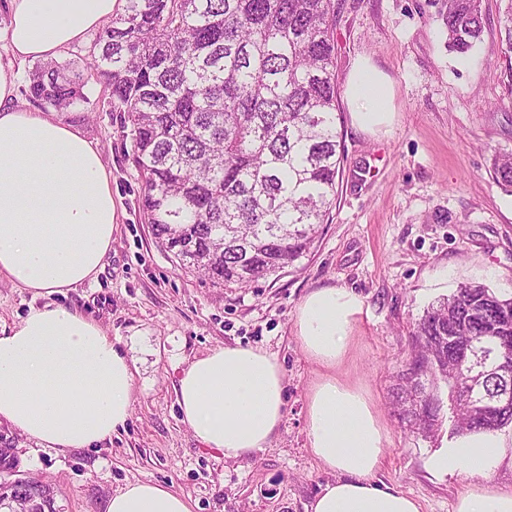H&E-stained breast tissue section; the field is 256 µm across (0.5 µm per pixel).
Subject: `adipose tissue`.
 Returning <instances> with one entry per match:
<instances>
[{
    "instance_id": "1",
    "label": "adipose tissue",
    "mask_w": 512,
    "mask_h": 512,
    "mask_svg": "<svg viewBox=\"0 0 512 512\" xmlns=\"http://www.w3.org/2000/svg\"><path fill=\"white\" fill-rule=\"evenodd\" d=\"M122 0H0L7 42L0 48V276L45 298L0 328V420L44 448H89L111 439L132 413L134 372L125 353L79 309L49 303L96 280L112 248V174L80 124L20 100L18 66L51 61L119 12ZM367 130L390 120L383 81L361 67L348 85ZM361 301L321 288L300 304L297 339L321 372L306 401L310 450L335 482L312 512H420L411 496L378 485L388 433L369 393L337 369L353 343ZM182 421L225 458L272 443L285 412L284 372L260 348L227 345L195 359L179 381ZM512 461L500 433L455 437L436 459L451 474L483 475ZM107 512H192L190 501L150 481L127 484ZM456 512H512V490L492 484L463 493Z\"/></svg>"
}]
</instances>
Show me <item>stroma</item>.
Listing matches in <instances>:
<instances>
[{"mask_svg":"<svg viewBox=\"0 0 512 512\" xmlns=\"http://www.w3.org/2000/svg\"><path fill=\"white\" fill-rule=\"evenodd\" d=\"M337 127L345 161L339 195L312 254L249 288L212 284L176 266L140 209L141 179L118 113L88 80L82 128L112 172L116 228L98 279L53 295L101 324L134 362V403L124 430L93 448H44L8 423L19 469L50 484L57 512H107L127 483L151 481L189 497L193 512H312L335 473L314 458L305 428L319 368L296 337L295 316L317 288L362 301L340 372L371 393L388 431L377 480L415 498L420 512H455L473 483L436 470L447 433L405 431L392 390L415 321L464 283L512 292V194L492 182L491 159L512 152V48L500 0H483V40L465 59L449 53L442 0H338ZM369 62L390 86L389 124L357 127L351 72ZM43 298L0 277V322L13 325ZM275 353L286 415L269 448L239 459L203 446L181 421L179 379L224 345Z\"/></svg>","mask_w":512,"mask_h":512,"instance_id":"stroma-1","label":"stroma"}]
</instances>
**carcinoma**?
<instances>
[{
	"label": "carcinoma",
	"instance_id": "carcinoma-1",
	"mask_svg": "<svg viewBox=\"0 0 512 512\" xmlns=\"http://www.w3.org/2000/svg\"><path fill=\"white\" fill-rule=\"evenodd\" d=\"M500 28L512 49V0ZM448 51L482 41V0H446ZM336 0H125L93 42L88 76L131 136L144 220L183 268L246 288L308 255L336 201L344 161L334 30ZM84 78L56 63L31 72L28 97L65 112ZM492 179L512 192V153ZM396 403L409 431L448 437L512 426V404L487 415L470 398L512 389L495 362L467 378L458 354L498 342L512 361V295L465 284L424 310Z\"/></svg>",
	"mask_w": 512,
	"mask_h": 512
}]
</instances>
